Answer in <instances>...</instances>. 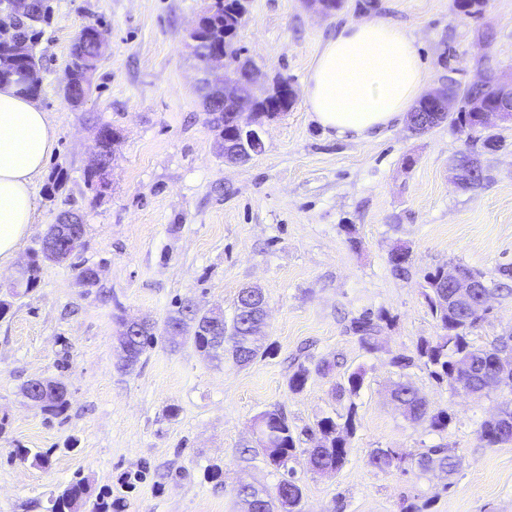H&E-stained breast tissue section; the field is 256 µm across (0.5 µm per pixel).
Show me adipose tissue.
I'll return each mask as SVG.
<instances>
[{"label":"adipose tissue","instance_id":"1","mask_svg":"<svg viewBox=\"0 0 512 512\" xmlns=\"http://www.w3.org/2000/svg\"><path fill=\"white\" fill-rule=\"evenodd\" d=\"M427 70L411 36L382 19L337 29L312 65L310 112L325 132L371 138L409 112ZM57 146L56 128L33 98L0 85V265L13 260L33 222L35 179Z\"/></svg>","mask_w":512,"mask_h":512}]
</instances>
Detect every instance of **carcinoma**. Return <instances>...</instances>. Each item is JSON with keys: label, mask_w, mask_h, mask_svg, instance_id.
Returning <instances> with one entry per match:
<instances>
[{"label": "carcinoma", "mask_w": 512, "mask_h": 512, "mask_svg": "<svg viewBox=\"0 0 512 512\" xmlns=\"http://www.w3.org/2000/svg\"><path fill=\"white\" fill-rule=\"evenodd\" d=\"M29 11L16 14L11 3L0 0V34L4 38L11 35L29 36L37 39L38 31L48 23L52 12L51 0H29ZM97 27L93 24L84 26L75 37L70 63L83 56L99 57L98 49L92 41ZM200 40L198 48H222L233 62L239 55L240 48L234 40L224 41V5L216 3V11L205 17L203 27L195 35ZM27 62L16 55H0V75L12 77L26 70ZM448 120L466 130L468 134L478 132L480 116L477 112L462 109L448 116ZM98 145L108 163L114 162V146L118 142V131L108 125L98 127ZM409 251L404 247L389 256L392 270L401 276L406 273ZM441 270L437 269L425 275L424 297L436 316L440 333L431 340H422L417 345L418 358L430 369L431 375L439 382H445L450 389H455L454 372L461 362H467L472 371L471 391L478 397L486 394L489 381H494L493 388H506L512 393V377L501 380L494 369V358L500 352L512 350V335L502 337L496 342L476 347L471 344L468 332L478 323L476 315L465 304L455 305L441 301V294L446 289L438 285ZM259 300L254 294L243 288L238 292L235 302V313L231 320L213 318L212 312L205 311L194 302L179 303L177 309L166 318L162 334L167 336L171 348L175 349L186 340H191L195 347L212 360L219 363L228 358L239 366L249 364L258 356L262 345V337L254 335L255 324L260 321ZM388 320L387 315H364L352 323L362 346L368 351L379 349L381 322ZM192 324V334L187 336L177 328ZM157 333L140 335L133 333L127 342L133 349L132 362L125 370L132 371L140 362L147 349L156 341ZM311 377V370L299 365L288 380L289 389L293 392L302 391ZM364 379V371L357 369L349 374L347 381L337 385L336 391L341 397L352 398L358 394ZM392 400L402 413L415 421L429 419L430 427L443 429L448 425V415L429 414L428 404L419 392L408 382L400 381L394 385ZM69 408L68 394L65 391L55 392L49 409L45 413L61 416ZM355 405H350L345 422L340 423L331 416L321 418L317 422L319 434L318 444L312 448H296L293 430L283 410L274 408L259 413L254 419V428L259 441V450L270 465L284 470L283 477L274 491L256 486L242 484L236 496L248 504L246 512H278L288 506V512H302V488L295 477L293 469L288 467L290 461L301 452L307 455L312 471L330 475L342 469L347 461V437L353 432V413ZM430 460L451 476L460 467V459L448 454V449L434 446L422 452L415 461L419 470H424V462ZM401 461L399 454L392 448H376L369 457L370 465L380 471H387ZM48 512H112V503L104 496H92L85 480H76L66 486L56 498L51 500Z\"/></svg>", "instance_id": "carcinoma-1"}]
</instances>
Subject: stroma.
<instances>
[{
	"label": "stroma",
	"mask_w": 512,
	"mask_h": 512,
	"mask_svg": "<svg viewBox=\"0 0 512 512\" xmlns=\"http://www.w3.org/2000/svg\"><path fill=\"white\" fill-rule=\"evenodd\" d=\"M364 2L346 0L326 16L303 0H246L239 46L263 85L286 79L298 97L268 124L263 151L232 164L214 148L194 89L197 62L183 44L205 0H52L36 99L58 130L57 148L35 180L30 232L0 266V512H47L49 498L76 478L110 496L117 512H241L240 484L271 489L281 478L263 455L241 453L253 442L254 417L274 407L284 409L300 448L314 446L321 418L356 411L339 472L322 476L305 458L295 462L303 512H400L407 501L421 512H512V444L478 436L512 393L468 396L435 381L422 362L404 370L391 362L436 336L424 277L451 263L483 273L493 289L471 343L512 333V125L497 129L496 150L449 122L417 135L400 120L372 139L340 140L323 131L305 97L325 42L362 19L405 28L429 86L449 76L465 85L490 68L512 74V0H486L473 16L458 13L454 0H376L370 10ZM89 23L109 50L91 96L74 107L62 76ZM486 31L494 35L488 45ZM101 124L121 138L100 196L86 172ZM462 152L480 162L478 187L452 182ZM64 211L86 226L75 263L47 265L32 290L14 287ZM399 245L410 249L401 276L389 264ZM83 267L97 272L96 285L80 282ZM244 287L267 302L266 351L250 364L218 365L192 343L173 350L160 338L133 372L121 370L117 312L161 323L191 300L229 319ZM382 312L393 322L370 353L351 323ZM298 361L312 375L295 393L288 379ZM320 365L327 374L317 373ZM359 368L355 399L335 397L334 385ZM38 377L66 386L64 416L23 396ZM399 381L418 389L430 413H447V427L396 409L390 390ZM437 445L460 458L453 476L416 469L418 455ZM22 448L50 452V468L22 460ZM377 448L397 450L399 468L374 470Z\"/></svg>",
	"instance_id": "stroma-1"
}]
</instances>
